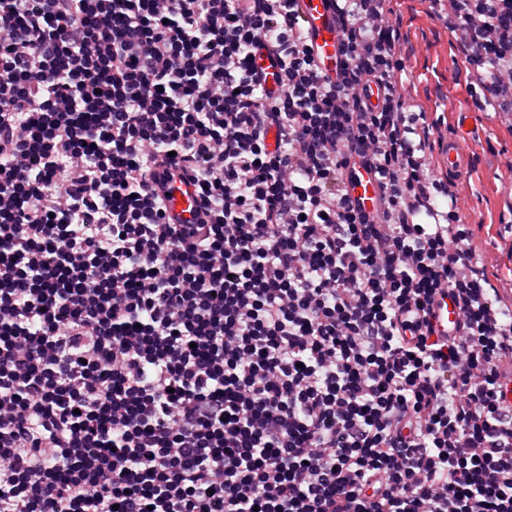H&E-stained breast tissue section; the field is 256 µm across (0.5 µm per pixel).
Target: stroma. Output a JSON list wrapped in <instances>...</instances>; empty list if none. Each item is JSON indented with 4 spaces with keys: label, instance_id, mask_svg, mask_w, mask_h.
Wrapping results in <instances>:
<instances>
[{
    "label": "stroma",
    "instance_id": "35a3bbf8",
    "mask_svg": "<svg viewBox=\"0 0 512 512\" xmlns=\"http://www.w3.org/2000/svg\"><path fill=\"white\" fill-rule=\"evenodd\" d=\"M389 20L398 27L397 51L405 64L403 92L435 124L431 165L455 139L470 167L456 182V208L469 224L470 242L492 283L512 288V119L476 111L471 78L446 11L430 0H390ZM473 115L469 133H459L461 113Z\"/></svg>",
    "mask_w": 512,
    "mask_h": 512
}]
</instances>
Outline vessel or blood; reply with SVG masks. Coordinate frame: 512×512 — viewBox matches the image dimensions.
<instances>
[{
    "label": "vessel or blood",
    "instance_id": "1",
    "mask_svg": "<svg viewBox=\"0 0 512 512\" xmlns=\"http://www.w3.org/2000/svg\"><path fill=\"white\" fill-rule=\"evenodd\" d=\"M296 10L306 32L307 43L320 69L335 75L344 62L340 49L336 0H295ZM469 160L456 140H449L442 156L441 170L455 177L467 172ZM194 183H178L168 189L164 198L167 215L178 223L192 218L197 206Z\"/></svg>",
    "mask_w": 512,
    "mask_h": 512
}]
</instances>
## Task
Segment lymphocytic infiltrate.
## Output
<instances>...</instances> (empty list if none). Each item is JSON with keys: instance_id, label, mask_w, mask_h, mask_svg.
Segmentation results:
<instances>
[{"instance_id": "obj_1", "label": "lymphocytic infiltrate", "mask_w": 512, "mask_h": 512, "mask_svg": "<svg viewBox=\"0 0 512 512\" xmlns=\"http://www.w3.org/2000/svg\"><path fill=\"white\" fill-rule=\"evenodd\" d=\"M293 2L0 0V512H512V305L386 0L333 77ZM450 2L512 112V0ZM167 209V216L176 224L191 219L197 206V188L192 182L177 183L166 190L163 197Z\"/></svg>"}]
</instances>
